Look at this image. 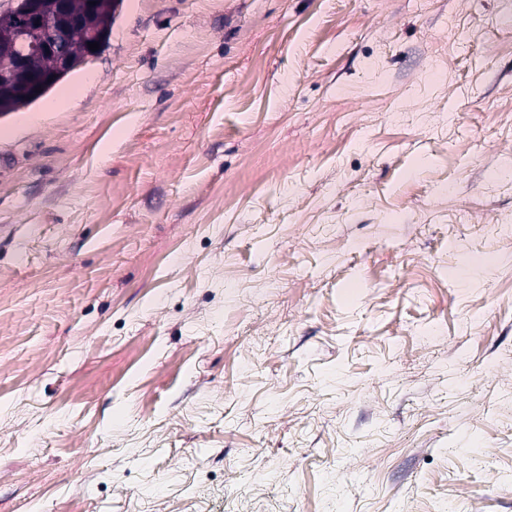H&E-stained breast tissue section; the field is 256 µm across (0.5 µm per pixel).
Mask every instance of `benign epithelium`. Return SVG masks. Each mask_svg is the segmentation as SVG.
<instances>
[{
	"mask_svg": "<svg viewBox=\"0 0 512 512\" xmlns=\"http://www.w3.org/2000/svg\"><path fill=\"white\" fill-rule=\"evenodd\" d=\"M13 11L28 21L16 30V39L55 57V68L49 72L33 70L24 56L0 72V104L17 110L40 96L36 89L46 91L48 79L61 78L78 64L66 51L69 33L76 26L95 28V18L91 6L81 14L71 12L69 0H17Z\"/></svg>",
	"mask_w": 512,
	"mask_h": 512,
	"instance_id": "benign-epithelium-1",
	"label": "benign epithelium"
}]
</instances>
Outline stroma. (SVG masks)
I'll return each mask as SVG.
<instances>
[{"label": "stroma", "instance_id": "obj_1", "mask_svg": "<svg viewBox=\"0 0 512 512\" xmlns=\"http://www.w3.org/2000/svg\"><path fill=\"white\" fill-rule=\"evenodd\" d=\"M1 156L0 512H512V0H121Z\"/></svg>", "mask_w": 512, "mask_h": 512}]
</instances>
